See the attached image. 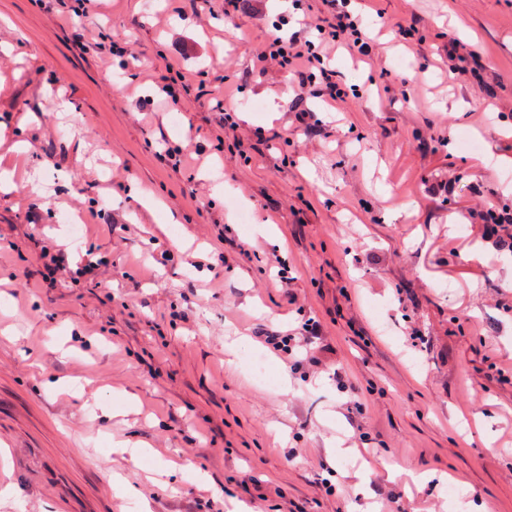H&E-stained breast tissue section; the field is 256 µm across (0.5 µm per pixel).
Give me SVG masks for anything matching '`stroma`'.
Returning a JSON list of instances; mask_svg holds the SVG:
<instances>
[{"mask_svg":"<svg viewBox=\"0 0 512 512\" xmlns=\"http://www.w3.org/2000/svg\"><path fill=\"white\" fill-rule=\"evenodd\" d=\"M351 8L388 76L330 50L350 95L308 99L317 136L285 86L244 85L218 152L215 104L291 0L235 29L219 7L91 0L134 66L0 0V512H383L391 491L404 512H512V252L463 216L512 206V0ZM449 32L489 58L496 105L449 74ZM169 64L206 95L165 107L148 75ZM178 145L175 170L158 154ZM44 245L108 265L49 285ZM310 320L289 355L255 336Z\"/></svg>","mask_w":512,"mask_h":512,"instance_id":"1","label":"stroma"}]
</instances>
